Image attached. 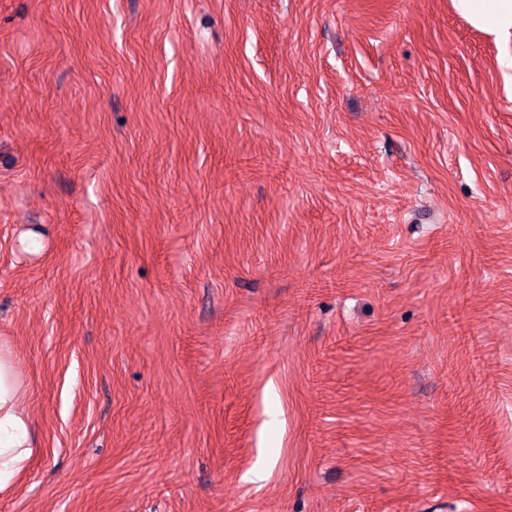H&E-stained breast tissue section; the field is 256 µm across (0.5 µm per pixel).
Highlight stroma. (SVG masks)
<instances>
[{"instance_id":"stroma-1","label":"stroma","mask_w":512,"mask_h":512,"mask_svg":"<svg viewBox=\"0 0 512 512\" xmlns=\"http://www.w3.org/2000/svg\"><path fill=\"white\" fill-rule=\"evenodd\" d=\"M450 0H0V512H512V86ZM26 387L16 360L0 344V490L22 472L33 455Z\"/></svg>"}]
</instances>
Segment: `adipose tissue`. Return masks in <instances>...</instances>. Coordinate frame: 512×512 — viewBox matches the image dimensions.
<instances>
[{"label":"adipose tissue","mask_w":512,"mask_h":512,"mask_svg":"<svg viewBox=\"0 0 512 512\" xmlns=\"http://www.w3.org/2000/svg\"><path fill=\"white\" fill-rule=\"evenodd\" d=\"M453 11L471 27L505 45L499 64L512 83V0H450ZM26 387L9 350L0 345V490L22 472L33 454Z\"/></svg>","instance_id":"adipose-tissue-1"}]
</instances>
